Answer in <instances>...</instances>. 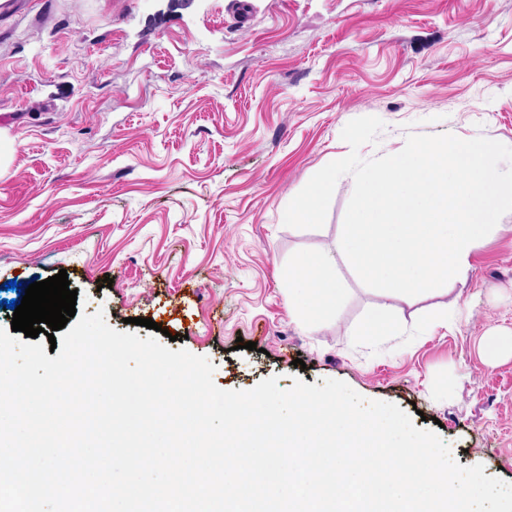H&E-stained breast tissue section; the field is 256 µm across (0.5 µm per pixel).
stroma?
<instances>
[{"label": "stroma", "instance_id": "35a3bbf8", "mask_svg": "<svg viewBox=\"0 0 512 512\" xmlns=\"http://www.w3.org/2000/svg\"><path fill=\"white\" fill-rule=\"evenodd\" d=\"M512 146V0H18L0 8V328L22 285L66 270L77 311L207 357L223 390L274 377L347 383L437 430L460 465L512 484V213L472 250L465 281L384 299L353 268L330 322L306 328L281 277L334 250L354 188L319 229L286 226L310 178L347 156L345 125ZM111 278L112 287L98 282ZM387 304L397 331L360 336ZM252 341L256 350L237 348ZM303 367H295L294 359Z\"/></svg>", "mask_w": 512, "mask_h": 512}]
</instances>
